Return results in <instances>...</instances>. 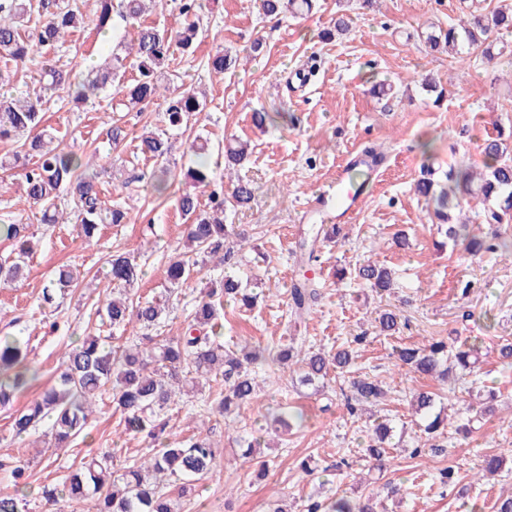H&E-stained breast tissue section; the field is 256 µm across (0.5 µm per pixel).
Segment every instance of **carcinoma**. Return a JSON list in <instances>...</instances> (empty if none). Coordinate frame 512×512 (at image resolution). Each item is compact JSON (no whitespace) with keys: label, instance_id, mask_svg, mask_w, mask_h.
<instances>
[{"label":"carcinoma","instance_id":"1","mask_svg":"<svg viewBox=\"0 0 512 512\" xmlns=\"http://www.w3.org/2000/svg\"><path fill=\"white\" fill-rule=\"evenodd\" d=\"M172 3L179 12L180 23L168 28L144 21L145 0H120L122 17L136 23L134 37L124 46L125 55L112 54V66L93 68L74 84L72 68L59 63L52 51L63 46L70 30L86 23L98 31L106 29L112 18V0H97L98 8L88 19L74 0H0V84H9L18 69L37 57L41 58L40 77L43 78V85L33 99L15 98L8 93L0 95V142L15 145L12 157L0 159V169L23 166L22 197L29 207L40 210L43 223H64V212L56 204L64 192L75 202V228L82 239L92 240L103 224L126 223L127 212L121 203L115 201L107 207L101 201L100 176L108 174V169L103 167L95 174L87 173L83 157L57 144L55 134L42 127V98L45 93L65 85L74 87V99L82 102L108 85L126 89L128 103L133 106L147 105L163 96L156 80L157 69L170 66L175 51L192 49L203 35L196 0H172ZM261 7L265 16L277 18L290 10L310 11L312 0H261ZM503 28H512V12L502 9L478 12L457 27L448 26L444 33H429L426 43L434 49L444 42L457 55L479 49L491 61L495 58L492 35ZM231 66L232 60L222 52L208 58L206 64L208 71L219 75ZM129 67L136 71V76L127 84L125 73ZM202 107L194 88H185L170 99L163 121L172 128H180ZM248 150L246 142L229 143L225 147V160L240 164ZM138 151L153 161L159 172L154 190L165 194L172 186L168 138L160 133L144 132L139 135ZM188 151L196 160L188 168L187 176L207 196V203L202 209L196 194L182 193L176 197L178 210L189 221L186 246L195 258L183 252L169 261L166 274L174 287L191 280L207 257L218 255L220 262H226L231 256L226 241L235 235L234 228L224 224V189L214 181L205 144L196 139ZM482 154L484 171L473 176L451 167L447 179L473 199L483 203L496 199L495 206L487 210V223L512 220V156L500 139L493 137L485 140ZM254 199L255 188L239 181L230 203L248 209ZM436 201L438 229L449 239L464 241L467 253L502 250L512 255V239L503 237L489 243L469 237L465 224L448 223V216L443 212L449 206L448 193H440ZM340 229L338 224L319 226L313 238L303 243L308 248L307 260L315 258L316 242L335 238ZM0 233L15 243L14 256L0 259V285L7 287L24 279L26 258L33 252V245L24 224H1ZM108 265L107 276L119 288H130L141 280L142 271L135 259L124 252L113 253ZM356 278L380 291H387L392 285L391 271L372 261L359 266ZM76 285L71 269L61 268L43 288V300L50 304L58 293ZM316 288L318 283L312 279L296 280L290 290L294 315L301 317L310 311L317 296ZM226 300L249 309L258 297L242 287L235 277L226 275L209 281L208 291L196 304L181 336L162 338L150 350L136 345L106 347L96 337H87L66 349L54 383L12 415L15 435L26 434L36 423L49 418L51 439L56 447H65L86 429L97 398L110 390L115 409L124 415L125 431L144 433L157 447L141 463L125 466L119 472L113 470L112 454H91L82 460L79 469L64 478L61 486H43L41 498L54 504L65 500L72 504L71 512H180V499L213 475L221 462L208 436L200 433L172 446L165 435V426L156 424L155 418L169 410L170 403L183 393V385L206 384L217 375L224 378V391L219 393L215 407L218 414L238 415L257 397L258 384L249 367L263 359V352L250 350L245 344L226 349L205 332L206 328L214 327ZM102 311L115 328L152 330L162 323L165 306L157 300L134 303L114 295L102 301L97 312ZM375 321L379 331L387 335L399 330L397 315L392 312L379 314ZM478 351L480 345L467 340L452 352L447 351L444 343L435 342L401 347L397 357L422 374L437 373L446 379L456 369L475 366ZM27 355V342L11 336L0 338L1 406L25 392L34 380L35 374L25 365ZM354 358L355 351L349 347L334 353L320 350L304 353L292 345L281 347L276 356L282 364L301 365V384L316 391L324 384L330 366L343 369ZM351 388L352 395L345 408L352 417L365 404L376 402L385 394L382 382L377 379H356L351 382ZM413 400L417 411L427 416L423 431L430 440L443 426V419L433 414L436 394L419 391ZM390 433L387 422L377 423L374 437L365 448L379 470L389 462V451L384 444ZM171 479L180 482L176 496L164 486ZM29 493L27 487L18 486L15 494L0 496V512H20V504ZM306 512H375V505L371 497L352 501L342 496L330 499L325 505L311 501L306 505Z\"/></svg>","mask_w":512,"mask_h":512}]
</instances>
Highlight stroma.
I'll return each mask as SVG.
<instances>
[{"label": "stroma", "mask_w": 512, "mask_h": 512, "mask_svg": "<svg viewBox=\"0 0 512 512\" xmlns=\"http://www.w3.org/2000/svg\"><path fill=\"white\" fill-rule=\"evenodd\" d=\"M201 3L204 36L194 54L177 55L171 65L178 75L171 93L184 85L206 93L205 108L189 127L174 130L162 122L164 101L141 110L111 87L84 103L62 87L43 104L44 122L64 146L95 156L97 167L112 170V177L101 180V199L121 201L126 223L103 225L89 242L78 238L73 225L39 223L35 210L20 199L22 170L0 169V224L28 225L39 242L26 279L0 287V336L27 340L26 363L36 374L14 406H0V495L13 493L9 468L19 463L31 485L57 484L87 454L110 452L120 468L148 446L142 436L125 433L108 393L97 401L85 434L70 447H48L44 424L20 438L11 431L15 407L53 382L68 345L85 336L108 346L132 342L131 332L112 329L95 313L98 296L113 289L106 277L108 260L121 251L133 255L142 269L133 298L169 295L165 335L180 333L206 282L228 270L258 285L261 296L251 309L225 305L226 345L246 342L266 351L291 342L305 351L338 349L361 332L369 334L354 365L330 371L320 391L301 386L296 373L266 360L252 367L258 397L239 416L223 418L213 411L220 392L216 385L180 399L172 411V440L206 434L223 459L198 495L182 498L181 512H272L279 505L303 512L308 499L336 494L377 497L385 512H495L499 495L512 493V468L492 479L476 474L484 455L512 448V367L503 366L493 350L498 341L512 340V259L484 251L461 261L463 243L443 241L414 186L427 168L439 182L452 167L482 169L483 141L512 134V33L500 36L510 52L488 62L475 51L461 62L429 51L423 32L447 28L477 10L512 7V0H375L369 8L360 0H314L308 17L288 15L278 22L264 17L257 0ZM340 11L349 17L348 32L322 39ZM130 38V28L116 16L104 32L74 31L59 54L82 74ZM257 40L263 47L255 53L251 46ZM219 51L237 63L215 78L204 63ZM313 62L318 71L309 86L291 90L300 68ZM429 73L445 89L442 100L422 85ZM256 109L273 115V124L256 128L251 118ZM113 120L128 131L116 146L106 139ZM147 128L168 135L170 167L186 192L193 189L185 176L186 142L195 130L208 132L215 149L230 135L251 145L242 166L214 171L225 192H232L239 179L256 188L251 209L224 211L225 223L245 229L244 246L234 250L230 267H205L175 290L166 269L183 249L184 220L174 200L153 194L154 165L137 150ZM369 145L384 152L386 161L369 173L367 196L355 218L336 241L317 245L316 262L301 261L299 242L319 222L306 212L312 194ZM400 236L406 237L405 246L396 245ZM369 260L391 269L390 291L378 293L353 279L355 266ZM62 265L80 272L79 284L45 304L42 290ZM302 274L320 281L321 297L298 321L288 302ZM386 310L401 318L399 332L391 336L375 329V317ZM470 336L484 340L478 364L454 371L447 381L396 364L394 351L400 346L441 340L453 348ZM359 375L385 382L387 397L370 415L397 425L391 465L383 472L364 451L370 416L350 417L343 406L342 389ZM420 390L437 394L448 414V425L431 448L410 406L412 393ZM283 408L302 411L306 419L282 436L266 425ZM245 431L264 434L265 476H257L256 462L239 456L234 439ZM304 460L311 472L300 469ZM447 467L455 471L448 486L440 479ZM387 483L398 485L399 494L386 496Z\"/></svg>", "instance_id": "1"}]
</instances>
